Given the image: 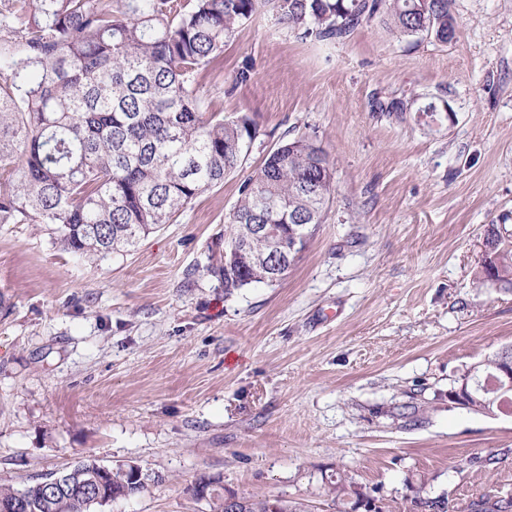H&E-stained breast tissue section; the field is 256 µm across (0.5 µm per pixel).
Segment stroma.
<instances>
[{"label": "stroma", "instance_id": "stroma-1", "mask_svg": "<svg viewBox=\"0 0 512 512\" xmlns=\"http://www.w3.org/2000/svg\"><path fill=\"white\" fill-rule=\"evenodd\" d=\"M450 12L446 43L380 17L319 42L260 10L197 76L257 137L175 223L95 261L0 225V484L91 456L153 476L103 512H210L203 477L310 512L512 495V415L448 406L512 348V290L479 281L489 228L512 230V0ZM299 137L335 169L322 222L282 280L225 294L207 268L241 186ZM490 453L494 471L459 465Z\"/></svg>", "mask_w": 512, "mask_h": 512}]
</instances>
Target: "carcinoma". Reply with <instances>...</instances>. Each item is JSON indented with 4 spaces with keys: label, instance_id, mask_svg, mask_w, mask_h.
<instances>
[{
    "label": "carcinoma",
    "instance_id": "1",
    "mask_svg": "<svg viewBox=\"0 0 512 512\" xmlns=\"http://www.w3.org/2000/svg\"><path fill=\"white\" fill-rule=\"evenodd\" d=\"M451 0H0V224H45L53 244L82 258L125 252L181 215L246 157L257 136L247 117L226 121L203 107L198 71L224 51L235 30L270 5L301 39L343 40L382 13L399 33L448 41ZM335 171L324 150L300 138L270 152L241 187L224 242L244 224L277 234L323 212ZM495 245L481 280L512 288V242L493 227ZM224 292L272 283L253 260L209 267ZM502 359L484 360L475 409L512 405V388L488 383ZM95 459L66 471L79 497L50 474L0 503L23 499L27 512H93ZM152 480L112 474L127 498ZM420 512H449L445 498H419ZM469 512H512V498L484 495ZM240 512H307L301 502L255 496Z\"/></svg>",
    "mask_w": 512,
    "mask_h": 512
}]
</instances>
